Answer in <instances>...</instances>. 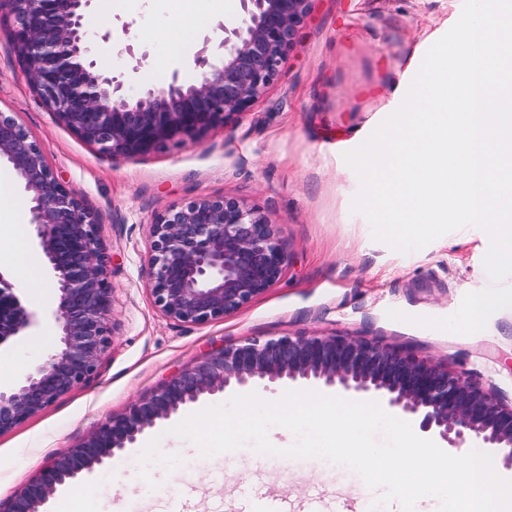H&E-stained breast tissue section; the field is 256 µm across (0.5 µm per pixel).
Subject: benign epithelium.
Returning <instances> with one entry per match:
<instances>
[{"mask_svg":"<svg viewBox=\"0 0 512 512\" xmlns=\"http://www.w3.org/2000/svg\"><path fill=\"white\" fill-rule=\"evenodd\" d=\"M93 0H0L26 77L60 123L99 152L138 157L169 145L196 144L247 112L298 47L313 0H240L242 14L222 24L216 50L193 58L201 80L173 72L165 86L131 85L93 56L83 25ZM0 162L12 170L29 205V224L55 273L58 302L50 317L57 344L14 387L0 389V435L90 381L113 344V287L96 216L50 168L29 132L0 113ZM151 254L142 279L162 314L202 325L237 313L275 286L288 250L275 225L234 198L201 197L170 205L149 222ZM0 274V345L38 325ZM277 392L334 388L419 424L450 448H489L512 470V401L470 376L377 342L340 335H283L221 347L172 376L153 394L96 427L80 444L47 461L0 512H42L58 488L112 462L180 409L229 389Z\"/></svg>","mask_w":512,"mask_h":512,"instance_id":"benign-epithelium-1","label":"benign epithelium"}]
</instances>
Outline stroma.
<instances>
[{"mask_svg":"<svg viewBox=\"0 0 512 512\" xmlns=\"http://www.w3.org/2000/svg\"><path fill=\"white\" fill-rule=\"evenodd\" d=\"M463 0H315L299 32L298 49L278 81L238 120L205 134L196 145H172L135 157L99 154L61 125L31 89L13 48L8 23H0V111L14 117L39 144L48 165L92 211L110 256L116 336L97 375L84 386L0 435V500L19 492L54 455L81 442L109 417L150 395L204 353L248 338L282 335H351L414 351L468 373L504 399L512 398V308L495 312L482 333L462 336L390 319L388 310L413 316L454 314L465 294L492 286L485 267L488 235L469 226L425 247L402 253L374 239L367 218L352 209L360 183L345 162L401 105L429 48L458 21ZM238 0H213L185 20L183 0H93L83 23L110 32L101 56L135 84L160 86L171 72L182 83L199 79L192 65L205 39L239 15ZM147 53L157 71L135 69L125 45ZM227 196L257 206L276 224L289 252L282 280L220 322L187 325L165 318L142 280L149 257L148 222L172 204ZM0 235L21 254L0 257V273L40 313L57 304L55 278L29 224L28 214L0 212ZM54 336L47 319L0 346L16 361L0 372V388L21 380L44 359ZM139 439L111 466L86 479L89 492L62 487L46 512H169L164 497H143ZM182 463H153L158 487L177 485L192 495L187 512H247L248 496H271L284 512H310L308 497L322 495V512H360L361 475L324 462L255 453L251 445L203 456L191 442L164 436ZM251 458L246 473L235 462Z\"/></svg>","mask_w":512,"mask_h":512,"instance_id":"obj_1","label":"stroma"}]
</instances>
